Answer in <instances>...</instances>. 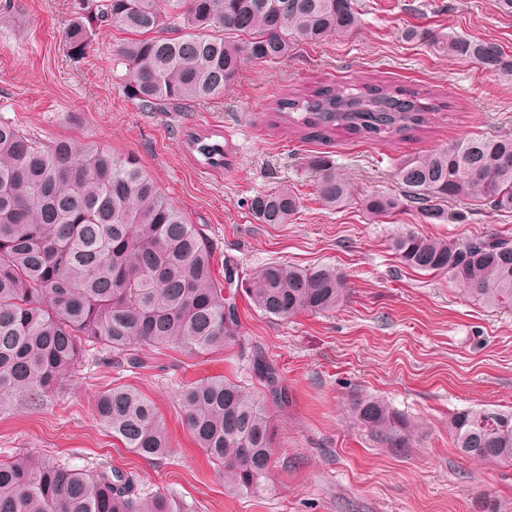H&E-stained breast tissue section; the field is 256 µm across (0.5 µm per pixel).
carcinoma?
<instances>
[{"mask_svg": "<svg viewBox=\"0 0 512 512\" xmlns=\"http://www.w3.org/2000/svg\"><path fill=\"white\" fill-rule=\"evenodd\" d=\"M64 39L84 54L100 24L128 35L117 52L129 71V93L149 111H177L224 96L249 60L273 62L299 42L347 37L361 27L354 0H71ZM407 41L470 59L512 79V58L491 41L417 27ZM440 108L430 93L391 84L365 92L320 86L278 99L275 122L305 141L345 130L364 140L403 139L427 128ZM218 134H186L204 164L226 165ZM316 193L341 208L349 181L320 156ZM405 195L378 192L364 199L373 217L420 204L431 222L444 206L466 199L512 212V133L467 135L446 149L409 157L397 166ZM247 207L260 224H287L299 202L287 187L259 193ZM397 259L417 273L446 274L489 308L512 307V235L473 233L445 241L399 229L390 238ZM348 292L336 267L269 262L246 283L224 259L214 274L212 246L200 228L157 190L138 162L72 140L41 142L0 122V409L19 397L38 403L60 390L95 352L115 368H138V347L175 346L194 355L247 345L238 296L266 316L290 318L339 308ZM251 371L268 394H255L222 375L179 391L187 430L224 487L253 496L269 490L275 452L267 398L283 400L278 379L261 357ZM99 421L124 447L145 459L169 453L164 421L139 389L116 385L95 405ZM353 424L382 448H414L418 426L382 399L356 396ZM448 431L459 453L476 462L512 463V410H457ZM0 512H181L160 493L146 498L133 475L101 463L75 468L29 455L0 460Z\"/></svg>", "mask_w": 512, "mask_h": 512, "instance_id": "carcinoma-1", "label": "carcinoma"}]
</instances>
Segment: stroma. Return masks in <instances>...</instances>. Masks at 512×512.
Returning a JSON list of instances; mask_svg holds the SVG:
<instances>
[{
	"instance_id": "35a3bbf8",
	"label": "stroma",
	"mask_w": 512,
	"mask_h": 512,
	"mask_svg": "<svg viewBox=\"0 0 512 512\" xmlns=\"http://www.w3.org/2000/svg\"><path fill=\"white\" fill-rule=\"evenodd\" d=\"M0 16V120L45 141L71 139L137 159L188 223L204 229L215 262L235 257L245 277L271 261L330 264L349 294L323 315L270 318L238 305L242 333L260 349L288 394L269 412L279 445L268 492L228 493L192 442L177 401L181 382L211 375L260 390L240 349L201 356L177 347L141 348L144 368L78 367L54 397L0 411V458L33 453L76 467L100 463L132 473L143 494L176 497L186 512H512V465L460 456L449 413L471 406L512 408V308L488 309L447 276L402 265L389 239L406 227L455 240L475 232L512 234V212L468 201L449 203L448 221L427 222L417 204L370 219L368 195L401 193L398 164L443 149L470 133H512V81L470 60L433 54L402 32L416 26L498 43L512 56V16L496 0H356L362 28L350 39L300 43L273 64L244 63L222 98L179 112H149L129 98V73L116 53L125 35L100 28L84 55L63 41L70 0H13ZM377 81L419 87L444 99L428 131L372 142L337 133L306 142L272 123L289 89ZM222 136L228 166L203 165L184 144L187 131ZM325 157L351 184L346 206L316 194L312 157ZM288 186L300 207L287 224H261L249 197ZM130 384L151 398L166 424L171 454L148 461L123 448L98 420L99 392ZM384 398L420 427L417 447L378 448L346 418L358 394Z\"/></svg>"
}]
</instances>
